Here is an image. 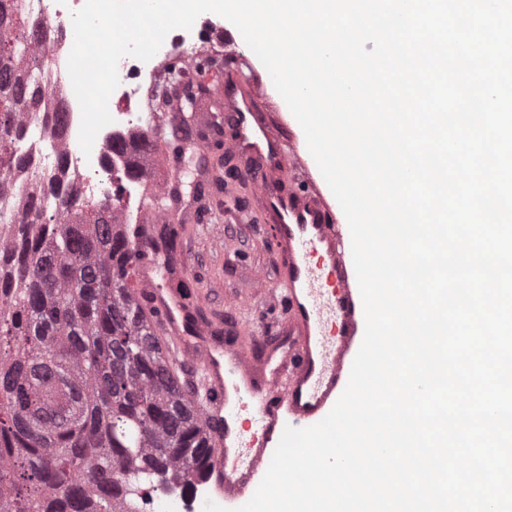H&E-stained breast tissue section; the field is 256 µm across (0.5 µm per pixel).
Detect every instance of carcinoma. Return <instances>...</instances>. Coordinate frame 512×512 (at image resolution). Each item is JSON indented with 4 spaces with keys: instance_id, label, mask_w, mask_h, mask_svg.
<instances>
[{
    "instance_id": "carcinoma-1",
    "label": "carcinoma",
    "mask_w": 512,
    "mask_h": 512,
    "mask_svg": "<svg viewBox=\"0 0 512 512\" xmlns=\"http://www.w3.org/2000/svg\"><path fill=\"white\" fill-rule=\"evenodd\" d=\"M27 0H0V173L26 168L25 111L44 87L28 59L44 24ZM146 134L126 144L122 175L142 176ZM12 278L0 288V512H131L140 478L190 490L203 475V394L155 338L129 279L138 230L117 204L84 200L61 214L31 202Z\"/></svg>"
}]
</instances>
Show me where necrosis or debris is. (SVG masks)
Wrapping results in <instances>:
<instances>
[{"label":"necrosis or debris","mask_w":512,"mask_h":512,"mask_svg":"<svg viewBox=\"0 0 512 512\" xmlns=\"http://www.w3.org/2000/svg\"><path fill=\"white\" fill-rule=\"evenodd\" d=\"M84 2L28 0L30 14L43 21L49 32V55L35 58L47 76L45 109L23 113L27 130L19 148L28 165L24 171L11 174L9 181L18 196L35 192L57 208L73 195L99 202L111 200L117 175L124 167L123 158L112 152L113 140L132 139L154 125L157 112L147 105L146 98L150 90L169 81L168 59L198 55L204 48L205 31L224 28L222 18L208 16L195 21L191 29L171 31L150 60L122 57L118 64L120 84L108 101L112 121L98 132L91 152L86 154L79 144L81 109L67 68L74 41L71 13ZM58 104L68 113L67 129L59 137L54 134L50 115ZM207 495L201 487L188 495L173 484L160 487L147 483L140 490V500L151 512H200Z\"/></svg>","instance_id":"obj_1"}]
</instances>
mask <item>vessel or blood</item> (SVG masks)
<instances>
[{
	"label": "vessel or blood",
	"mask_w": 512,
	"mask_h": 512,
	"mask_svg": "<svg viewBox=\"0 0 512 512\" xmlns=\"http://www.w3.org/2000/svg\"><path fill=\"white\" fill-rule=\"evenodd\" d=\"M265 97V86L255 81L238 91L219 83L213 105L163 118L171 130L194 132L200 153L208 149V133L230 126L225 153L238 163L239 179L273 226L270 246L280 264L277 289L256 277L251 292L229 307L285 309L278 340L240 336L221 315L208 313L205 297L190 301L167 288V281L187 274L188 261L184 253L167 252L156 227L202 224L208 212L179 197L180 161L160 144L155 152L168 178L144 194L133 265L135 293L159 341L200 374L206 394L201 412L212 447L204 482L227 512L252 497L285 427L315 425L333 408L365 327L349 226L333 213L324 180L312 175L306 141L284 138L259 117L257 106ZM292 167L306 185L287 191L283 182Z\"/></svg>",
	"instance_id": "b4317fda"
}]
</instances>
